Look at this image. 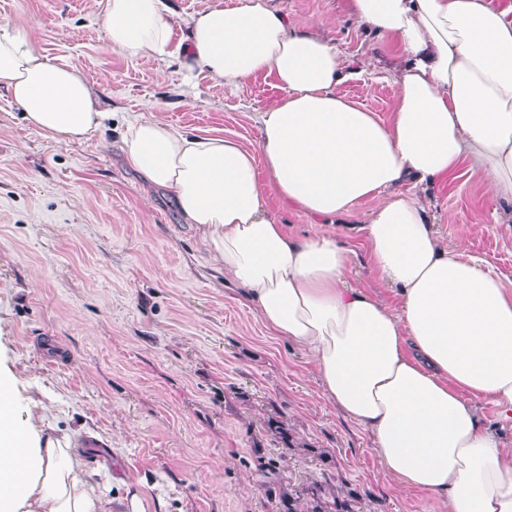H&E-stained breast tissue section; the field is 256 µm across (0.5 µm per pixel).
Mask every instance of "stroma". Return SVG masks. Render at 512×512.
<instances>
[{
    "instance_id": "35a3bbf8",
    "label": "stroma",
    "mask_w": 512,
    "mask_h": 512,
    "mask_svg": "<svg viewBox=\"0 0 512 512\" xmlns=\"http://www.w3.org/2000/svg\"><path fill=\"white\" fill-rule=\"evenodd\" d=\"M289 17L335 43L360 76L339 94L388 120L396 61L349 19L342 0H280ZM99 0H0V23L29 26L45 55L75 67L105 111L257 148L255 112L281 95L273 77L229 85L199 75L187 97L174 59H129L105 48ZM443 246L464 249L512 283V223L468 169L411 186ZM337 225L352 251L349 282L389 305L357 225ZM0 344L41 402L44 421L93 434L106 498L146 493L160 512H274L259 487L255 444L280 459L291 486L328 475L359 512H439L425 493L385 475L370 434L319 389L312 356L274 337L244 289L224 279L174 199L124 163L116 133L81 143L29 127L0 92ZM287 420L298 446L265 435Z\"/></svg>"
}]
</instances>
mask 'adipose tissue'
I'll return each instance as SVG.
<instances>
[{
	"label": "adipose tissue",
	"mask_w": 512,
	"mask_h": 512,
	"mask_svg": "<svg viewBox=\"0 0 512 512\" xmlns=\"http://www.w3.org/2000/svg\"><path fill=\"white\" fill-rule=\"evenodd\" d=\"M101 5L108 50L177 57L184 82L273 76L282 95L255 115L257 151L127 115L128 164L172 194L265 327L312 355L322 396L369 431L387 475L448 512H512V448L477 416L487 401L512 424V286L443 247L404 190L465 166L512 203V11L496 0H343L400 51L383 121L338 93L352 76L341 50L277 0L207 7L178 42L165 0ZM0 90L59 142H84L113 118L24 24H0ZM262 172L284 205L331 224L376 200L360 230L396 306L348 286L350 251L335 233L289 235L267 207ZM22 385L0 356V512H112L74 436L34 419L35 398L20 418Z\"/></svg>",
	"instance_id": "ef3b65f1"
}]
</instances>
